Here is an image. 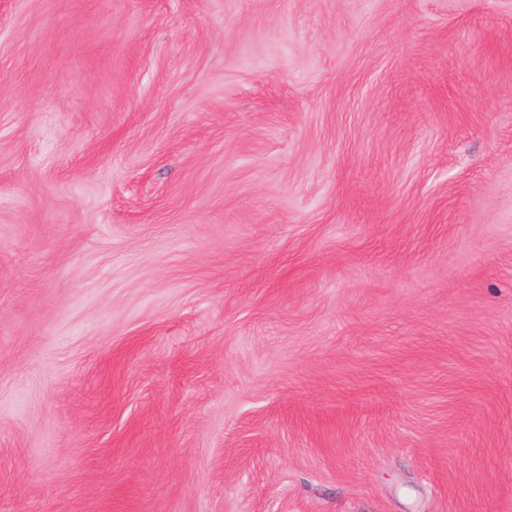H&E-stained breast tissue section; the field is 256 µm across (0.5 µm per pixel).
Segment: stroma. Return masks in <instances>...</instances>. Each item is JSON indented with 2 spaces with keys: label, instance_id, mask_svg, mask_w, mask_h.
I'll list each match as a JSON object with an SVG mask.
<instances>
[{
  "label": "stroma",
  "instance_id": "35a3bbf8",
  "mask_svg": "<svg viewBox=\"0 0 512 512\" xmlns=\"http://www.w3.org/2000/svg\"><path fill=\"white\" fill-rule=\"evenodd\" d=\"M0 512H512V0H0Z\"/></svg>",
  "mask_w": 512,
  "mask_h": 512
}]
</instances>
